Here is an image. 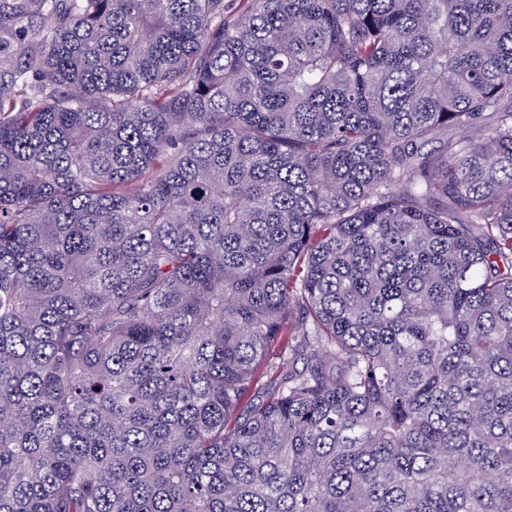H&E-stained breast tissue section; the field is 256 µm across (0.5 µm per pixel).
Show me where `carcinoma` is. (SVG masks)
I'll return each instance as SVG.
<instances>
[{
  "mask_svg": "<svg viewBox=\"0 0 512 512\" xmlns=\"http://www.w3.org/2000/svg\"><path fill=\"white\" fill-rule=\"evenodd\" d=\"M0 512H512V0H0Z\"/></svg>",
  "mask_w": 512,
  "mask_h": 512,
  "instance_id": "carcinoma-1",
  "label": "carcinoma"
}]
</instances>
